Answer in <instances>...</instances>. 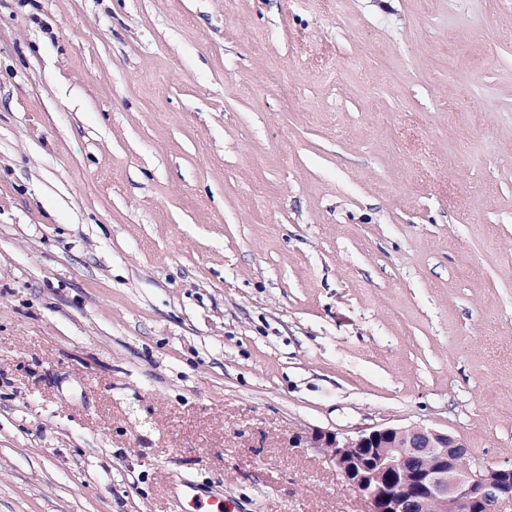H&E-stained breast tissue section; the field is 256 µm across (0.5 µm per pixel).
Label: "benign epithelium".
I'll return each mask as SVG.
<instances>
[{
	"label": "benign epithelium",
	"mask_w": 512,
	"mask_h": 512,
	"mask_svg": "<svg viewBox=\"0 0 512 512\" xmlns=\"http://www.w3.org/2000/svg\"><path fill=\"white\" fill-rule=\"evenodd\" d=\"M313 443L326 450L369 512H498L512 501V464L479 462L462 439L424 425L384 426L354 435L314 429ZM416 459L409 486L401 485L405 462Z\"/></svg>",
	"instance_id": "benign-epithelium-1"
}]
</instances>
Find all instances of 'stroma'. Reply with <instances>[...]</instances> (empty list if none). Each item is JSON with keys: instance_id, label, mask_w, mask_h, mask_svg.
I'll return each instance as SVG.
<instances>
[{"instance_id": "obj_1", "label": "stroma", "mask_w": 512, "mask_h": 512, "mask_svg": "<svg viewBox=\"0 0 512 512\" xmlns=\"http://www.w3.org/2000/svg\"><path fill=\"white\" fill-rule=\"evenodd\" d=\"M512 461V0H0V512H368L307 437Z\"/></svg>"}]
</instances>
